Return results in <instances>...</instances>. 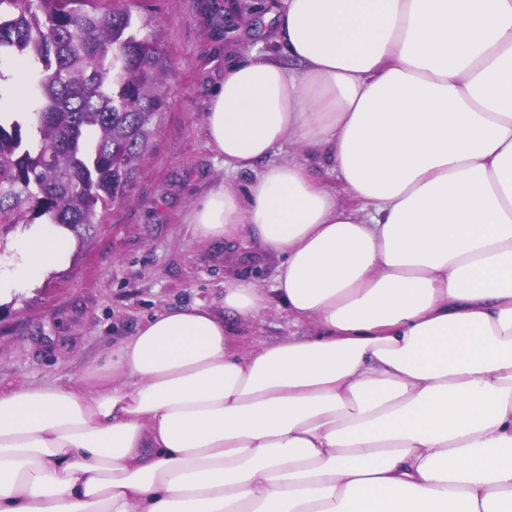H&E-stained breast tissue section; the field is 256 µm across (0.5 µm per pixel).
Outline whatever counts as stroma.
Wrapping results in <instances>:
<instances>
[{
    "instance_id": "35a3bbf8",
    "label": "stroma",
    "mask_w": 512,
    "mask_h": 512,
    "mask_svg": "<svg viewBox=\"0 0 512 512\" xmlns=\"http://www.w3.org/2000/svg\"><path fill=\"white\" fill-rule=\"evenodd\" d=\"M283 0H147L142 34L170 59L155 148L127 199L111 207L84 249L38 286L0 302V386L67 385L102 362L155 313L197 302L224 309V285L253 278L273 288L278 257L251 243L199 239L183 221L230 174L208 146L204 114L224 71L251 54L282 53L274 16ZM243 346L310 334L269 306L235 321Z\"/></svg>"
}]
</instances>
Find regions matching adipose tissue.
<instances>
[{
	"label": "adipose tissue",
	"mask_w": 512,
	"mask_h": 512,
	"mask_svg": "<svg viewBox=\"0 0 512 512\" xmlns=\"http://www.w3.org/2000/svg\"><path fill=\"white\" fill-rule=\"evenodd\" d=\"M276 31L204 117L249 180L186 217L280 257L272 293L237 279L76 383L0 389V512H512V0H285ZM74 248L30 225L0 300ZM273 295L314 333L242 349L231 317Z\"/></svg>",
	"instance_id": "1"
}]
</instances>
